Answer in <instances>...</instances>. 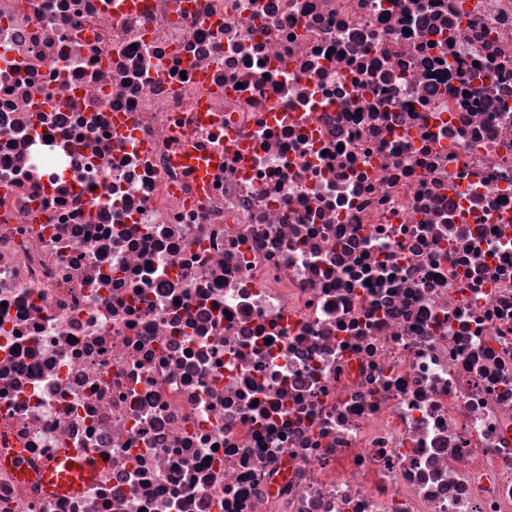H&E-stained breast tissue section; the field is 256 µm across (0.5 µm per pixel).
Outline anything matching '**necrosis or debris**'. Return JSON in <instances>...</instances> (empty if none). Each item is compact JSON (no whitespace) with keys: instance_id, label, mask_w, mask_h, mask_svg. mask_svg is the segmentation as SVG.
Here are the masks:
<instances>
[{"instance_id":"4bbe7bcc","label":"necrosis or debris","mask_w":512,"mask_h":512,"mask_svg":"<svg viewBox=\"0 0 512 512\" xmlns=\"http://www.w3.org/2000/svg\"><path fill=\"white\" fill-rule=\"evenodd\" d=\"M0 512H512V0H0ZM186 161L195 175L203 176L210 168L224 164V153L211 154V152L206 153L203 150H197V153L190 151Z\"/></svg>"}]
</instances>
